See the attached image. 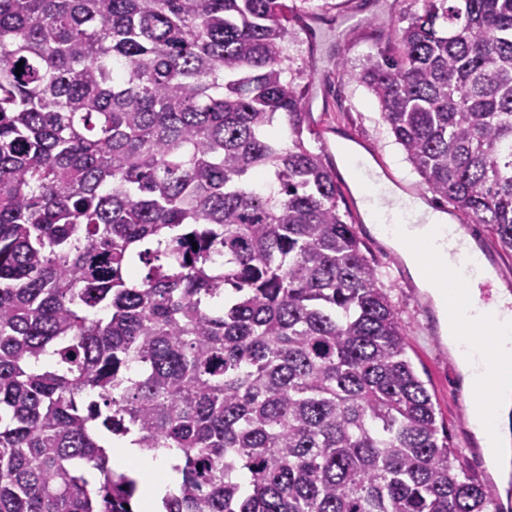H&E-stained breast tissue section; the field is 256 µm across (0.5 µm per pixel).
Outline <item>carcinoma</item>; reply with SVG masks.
Instances as JSON below:
<instances>
[{
    "mask_svg": "<svg viewBox=\"0 0 512 512\" xmlns=\"http://www.w3.org/2000/svg\"><path fill=\"white\" fill-rule=\"evenodd\" d=\"M326 7L0 0V512H134L130 436L178 453L160 512H492L303 140L288 14ZM392 35L355 78L511 253L512 0Z\"/></svg>",
    "mask_w": 512,
    "mask_h": 512,
    "instance_id": "1",
    "label": "carcinoma"
}]
</instances>
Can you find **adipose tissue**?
I'll return each instance as SVG.
<instances>
[{"instance_id": "obj_1", "label": "adipose tissue", "mask_w": 512, "mask_h": 512, "mask_svg": "<svg viewBox=\"0 0 512 512\" xmlns=\"http://www.w3.org/2000/svg\"><path fill=\"white\" fill-rule=\"evenodd\" d=\"M367 209L374 223L388 226L391 246L401 255L416 285L430 293L462 387L471 391L479 369L476 352L492 348L499 356L512 357V334L507 331L512 323V294L504 290L495 294L493 309L498 320L492 328L462 330L458 319L448 315L457 288L450 269L461 254L475 251L473 238L464 228L449 223L446 213L415 201L402 203L396 195L390 205L371 203ZM492 398L496 406L494 426L476 425L474 433L486 461L504 474L508 471L506 462L512 458L511 371L497 376ZM177 462V454L154 457L128 441L112 451L113 469L123 471L139 465L155 473L141 485L138 512H156L161 499L179 480Z\"/></svg>"}]
</instances>
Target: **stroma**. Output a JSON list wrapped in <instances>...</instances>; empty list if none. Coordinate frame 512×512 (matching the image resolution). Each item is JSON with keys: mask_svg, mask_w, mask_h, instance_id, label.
Returning a JSON list of instances; mask_svg holds the SVG:
<instances>
[{"mask_svg": "<svg viewBox=\"0 0 512 512\" xmlns=\"http://www.w3.org/2000/svg\"><path fill=\"white\" fill-rule=\"evenodd\" d=\"M421 9L422 0H332L319 23L317 47L313 50L298 21H291L289 28L303 59L310 63L303 79L307 86L305 101L312 107L314 121L311 133L304 136L307 147L328 150L338 166L342 163L339 145L349 142L372 161L387 183L400 190L413 188L416 197L433 207L437 196L426 189L383 123L376 99L356 79L368 54L391 53V21ZM340 60L345 62V70H338L336 63ZM338 182L349 209L347 219L366 244L402 323L407 355L444 420L463 471L479 481L493 482L490 467L469 428L465 396L457 383L430 295L417 288L398 253L369 230L352 178L343 173ZM466 229L499 280L512 290V255L502 251L489 225L470 223Z\"/></svg>", "mask_w": 512, "mask_h": 512, "instance_id": "35a3bbf8", "label": "stroma"}]
</instances>
